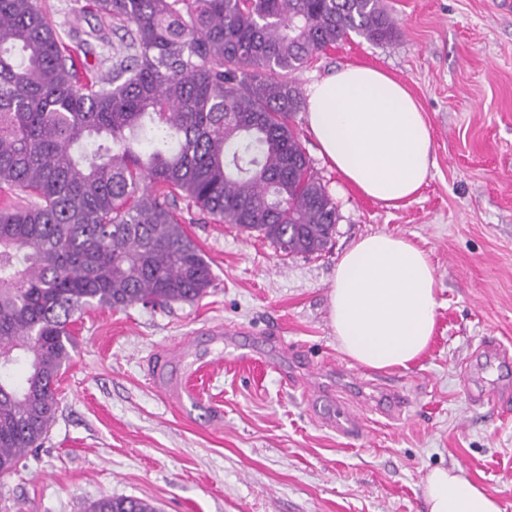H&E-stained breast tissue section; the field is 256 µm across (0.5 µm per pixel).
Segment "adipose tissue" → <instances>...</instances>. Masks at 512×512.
Here are the masks:
<instances>
[{
	"label": "adipose tissue",
	"instance_id": "1",
	"mask_svg": "<svg viewBox=\"0 0 512 512\" xmlns=\"http://www.w3.org/2000/svg\"><path fill=\"white\" fill-rule=\"evenodd\" d=\"M307 123L344 180L386 205L414 198L428 178L431 138L407 88L383 71L348 65L310 85ZM436 274L423 250L388 233L356 242L336 265L329 317L343 354L372 369L405 368L436 325ZM428 512H502L461 469L425 478Z\"/></svg>",
	"mask_w": 512,
	"mask_h": 512
}]
</instances>
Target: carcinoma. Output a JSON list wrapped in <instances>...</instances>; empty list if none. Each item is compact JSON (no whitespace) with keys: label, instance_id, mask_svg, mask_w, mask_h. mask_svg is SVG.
<instances>
[{"label":"carcinoma","instance_id":"obj_1","mask_svg":"<svg viewBox=\"0 0 512 512\" xmlns=\"http://www.w3.org/2000/svg\"><path fill=\"white\" fill-rule=\"evenodd\" d=\"M123 30L81 83L39 0H0V477L42 447L76 314L191 303L211 264L177 213L323 250L337 207L292 124L290 75L355 32L392 40L380 0H92ZM26 367L22 381L18 366ZM86 512H158L102 496Z\"/></svg>","mask_w":512,"mask_h":512}]
</instances>
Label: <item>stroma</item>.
Segmentation results:
<instances>
[{
	"instance_id": "obj_1",
	"label": "stroma",
	"mask_w": 512,
	"mask_h": 512,
	"mask_svg": "<svg viewBox=\"0 0 512 512\" xmlns=\"http://www.w3.org/2000/svg\"><path fill=\"white\" fill-rule=\"evenodd\" d=\"M67 50L85 49L88 77L118 46L82 47L98 25L86 0H41ZM398 34L374 44L350 34L296 71L300 90L347 65L382 70L425 113L429 176L399 207L343 181L318 152L305 112L293 125L313 173L337 205L336 232L312 255H282L268 240L192 210L189 236L214 284L198 302L160 309L88 310L58 383L57 420L25 468L0 480V512H86L103 495L148 500L160 512H426L423 481L460 467L512 512V398L473 405L469 394L497 381L512 394V370H484V338L512 351V6L503 0H382ZM377 232L423 250L437 276L436 327L409 368L355 365L329 320L336 264ZM239 332L222 359L193 375L196 401L161 397L148 366L178 342L207 345L209 328ZM251 359L233 357L234 342ZM400 386L407 409L391 418L349 381ZM318 388L308 401L304 381ZM362 413L364 436L327 425L337 397Z\"/></svg>"
}]
</instances>
